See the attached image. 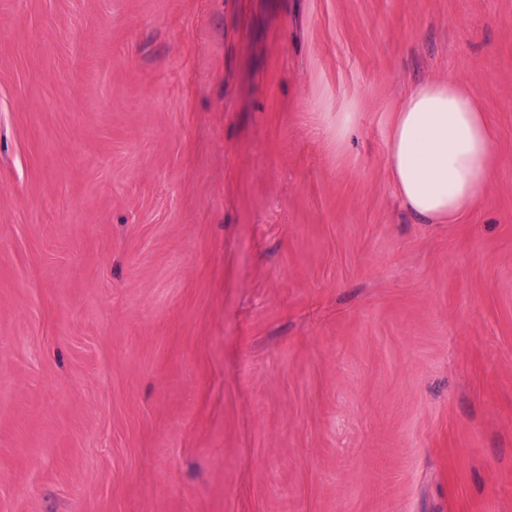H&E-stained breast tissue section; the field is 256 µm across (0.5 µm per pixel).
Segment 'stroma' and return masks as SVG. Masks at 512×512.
<instances>
[{"instance_id": "35a3bbf8", "label": "stroma", "mask_w": 512, "mask_h": 512, "mask_svg": "<svg viewBox=\"0 0 512 512\" xmlns=\"http://www.w3.org/2000/svg\"><path fill=\"white\" fill-rule=\"evenodd\" d=\"M0 512H512V0H0ZM387 168L407 209L429 224H452L495 177L492 134L469 88L452 76L415 86L396 108Z\"/></svg>"}]
</instances>
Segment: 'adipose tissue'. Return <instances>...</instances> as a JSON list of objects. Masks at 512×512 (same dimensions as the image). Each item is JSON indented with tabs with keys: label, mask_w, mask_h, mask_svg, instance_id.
I'll use <instances>...</instances> for the list:
<instances>
[{
	"label": "adipose tissue",
	"mask_w": 512,
	"mask_h": 512,
	"mask_svg": "<svg viewBox=\"0 0 512 512\" xmlns=\"http://www.w3.org/2000/svg\"><path fill=\"white\" fill-rule=\"evenodd\" d=\"M387 168L407 209L452 224L485 195L495 177L492 134L469 88L456 78L415 86L396 108Z\"/></svg>",
	"instance_id": "obj_1"
}]
</instances>
